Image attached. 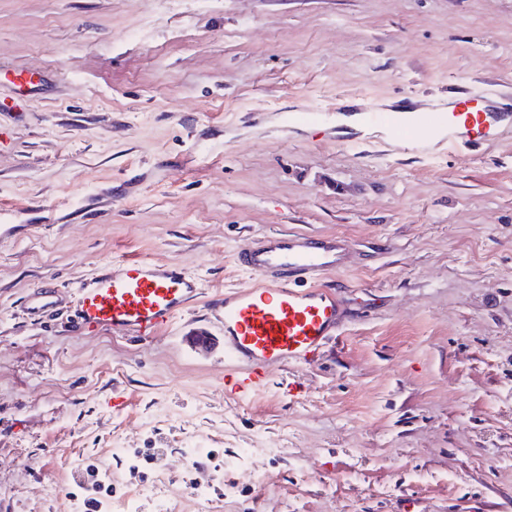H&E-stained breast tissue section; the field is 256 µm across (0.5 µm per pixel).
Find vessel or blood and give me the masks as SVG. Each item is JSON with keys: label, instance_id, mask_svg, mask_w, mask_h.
Returning <instances> with one entry per match:
<instances>
[{"label": "vessel or blood", "instance_id": "1", "mask_svg": "<svg viewBox=\"0 0 512 512\" xmlns=\"http://www.w3.org/2000/svg\"><path fill=\"white\" fill-rule=\"evenodd\" d=\"M460 110L389 112L370 104L356 114L357 123L390 135L409 130L407 148L416 154L431 144L477 147L497 141L512 127V113L492 96L473 97L458 88ZM348 248L338 237L273 233L242 246L237 266L253 275L245 288L214 295L208 305L224 329V351L233 368L231 395L248 396L267 381L272 365L314 362L329 344L338 342L348 311L331 274L347 265ZM202 294L201 282L178 263L145 258L104 265L75 289L73 323L86 332L156 335L172 327ZM56 305L55 291L42 288L26 301L30 313Z\"/></svg>", "mask_w": 512, "mask_h": 512}]
</instances>
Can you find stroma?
<instances>
[{"mask_svg": "<svg viewBox=\"0 0 512 512\" xmlns=\"http://www.w3.org/2000/svg\"><path fill=\"white\" fill-rule=\"evenodd\" d=\"M22 71L43 83L17 109ZM460 85L512 94V0H0V512H71L90 465L114 500L152 485L138 512H512V132L414 159L336 124ZM282 232L347 239L352 320L249 397L221 333L192 346L203 306L148 339L72 326L105 261L212 293ZM54 288H41L26 300V309L31 314H44L56 306Z\"/></svg>", "mask_w": 512, "mask_h": 512, "instance_id": "35a3bbf8", "label": "stroma"}]
</instances>
